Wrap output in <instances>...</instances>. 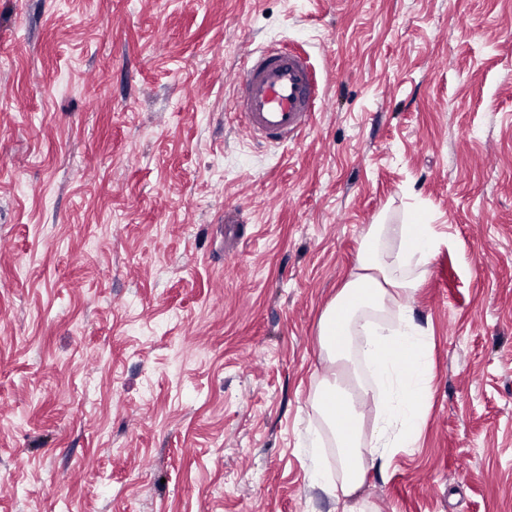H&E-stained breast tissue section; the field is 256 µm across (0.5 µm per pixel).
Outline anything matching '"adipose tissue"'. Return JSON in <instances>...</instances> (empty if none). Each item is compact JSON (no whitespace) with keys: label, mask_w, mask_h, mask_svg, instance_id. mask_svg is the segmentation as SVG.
<instances>
[{"label":"adipose tissue","mask_w":512,"mask_h":512,"mask_svg":"<svg viewBox=\"0 0 512 512\" xmlns=\"http://www.w3.org/2000/svg\"><path fill=\"white\" fill-rule=\"evenodd\" d=\"M384 224L370 225L361 244L356 272L328 303L319 323V342L330 363L352 354L374 368L383 397L380 418L371 433L359 423L358 402L340 373L330 372L312 399L327 422L344 421L335 446L340 482L326 477L321 465L322 439L310 432L301 450L310 462V478L330 498L352 497L361 488L368 464L386 465L393 449L412 444L418 435L423 399L432 380V340L416 323L409 301L420 286L421 270L443 242L432 224H405L397 247H389ZM402 304L397 325L375 316L388 297Z\"/></svg>","instance_id":"obj_1"}]
</instances>
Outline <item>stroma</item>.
<instances>
[{
	"label": "stroma",
	"instance_id": "1",
	"mask_svg": "<svg viewBox=\"0 0 512 512\" xmlns=\"http://www.w3.org/2000/svg\"><path fill=\"white\" fill-rule=\"evenodd\" d=\"M269 44L321 90L278 147L224 112ZM383 218L448 242L359 495L512 512V0H0V512H334L318 324Z\"/></svg>",
	"mask_w": 512,
	"mask_h": 512
}]
</instances>
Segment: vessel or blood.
<instances>
[{
  "label": "vessel or blood",
  "mask_w": 512,
  "mask_h": 512,
  "mask_svg": "<svg viewBox=\"0 0 512 512\" xmlns=\"http://www.w3.org/2000/svg\"><path fill=\"white\" fill-rule=\"evenodd\" d=\"M316 99L308 58L269 45L250 53L228 108L250 138L281 145L308 127Z\"/></svg>",
  "instance_id": "vessel-or-blood-1"
}]
</instances>
